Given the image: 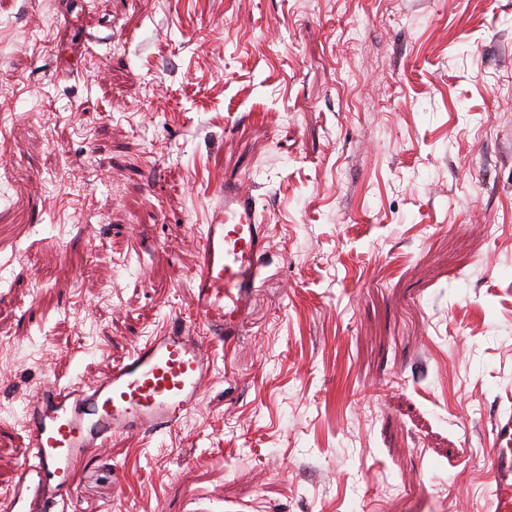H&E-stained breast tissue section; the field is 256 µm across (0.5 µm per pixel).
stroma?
I'll return each instance as SVG.
<instances>
[{
    "mask_svg": "<svg viewBox=\"0 0 512 512\" xmlns=\"http://www.w3.org/2000/svg\"><path fill=\"white\" fill-rule=\"evenodd\" d=\"M229 179L269 228L245 332L74 512H487L512 0H0V492L32 390L188 315Z\"/></svg>",
    "mask_w": 512,
    "mask_h": 512,
    "instance_id": "1",
    "label": "stroma"
}]
</instances>
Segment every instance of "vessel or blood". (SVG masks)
Wrapping results in <instances>:
<instances>
[{"label": "vessel or blood", "mask_w": 512, "mask_h": 512, "mask_svg": "<svg viewBox=\"0 0 512 512\" xmlns=\"http://www.w3.org/2000/svg\"><path fill=\"white\" fill-rule=\"evenodd\" d=\"M267 227L245 180L224 182L204 226L188 317L174 318L89 382L44 381L23 405L29 456L0 512H66L76 471L113 437L175 430L198 410L214 375L207 341L238 340L261 276ZM490 512H512V412L492 429Z\"/></svg>", "instance_id": "1"}]
</instances>
